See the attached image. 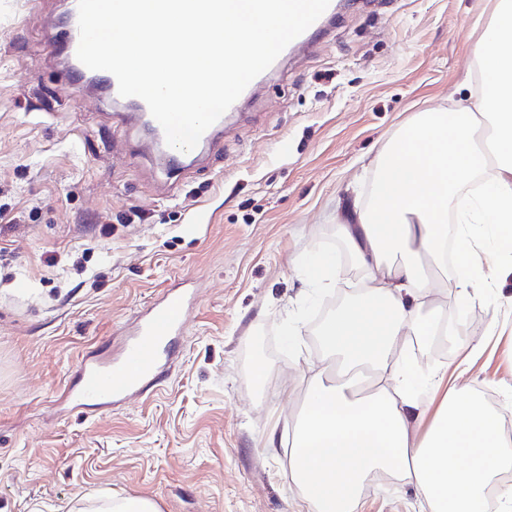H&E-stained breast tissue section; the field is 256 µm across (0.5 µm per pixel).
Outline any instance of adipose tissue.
Returning <instances> with one entry per match:
<instances>
[{
  "label": "adipose tissue",
  "instance_id": "ef3b65f1",
  "mask_svg": "<svg viewBox=\"0 0 512 512\" xmlns=\"http://www.w3.org/2000/svg\"><path fill=\"white\" fill-rule=\"evenodd\" d=\"M474 57L484 86L477 110L426 112L406 126L378 158L372 205L341 227L368 284L322 332L328 365L344 382L313 386L290 424L289 472L310 512H355L375 472L412 486L424 512H512L511 485L487 493L512 464L497 416L446 386L447 365L425 368L408 353L411 340L427 345L466 322L433 296L449 238L460 245L461 302L512 276L501 263L512 255V0H501ZM488 170L491 185L449 225L461 187ZM427 389L442 392L439 405L424 399Z\"/></svg>",
  "mask_w": 512,
  "mask_h": 512
}]
</instances>
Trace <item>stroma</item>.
<instances>
[{
    "instance_id": "obj_1",
    "label": "stroma",
    "mask_w": 512,
    "mask_h": 512,
    "mask_svg": "<svg viewBox=\"0 0 512 512\" xmlns=\"http://www.w3.org/2000/svg\"><path fill=\"white\" fill-rule=\"evenodd\" d=\"M496 5L356 0L251 92L208 165L169 179L110 107L64 88L47 43L65 0H0V512L112 496L160 512H306L288 423L323 363L317 314L364 275L339 225L370 204L391 138L480 98L473 50ZM323 252L344 278L320 290L304 267ZM184 278L198 290L169 374L107 410L61 405L78 364L120 347ZM464 308L467 326L415 358L458 366L457 387L512 420V278ZM468 341L481 349L465 354ZM356 512L421 506L398 481L361 488Z\"/></svg>"
}]
</instances>
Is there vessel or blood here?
<instances>
[{"mask_svg": "<svg viewBox=\"0 0 512 512\" xmlns=\"http://www.w3.org/2000/svg\"><path fill=\"white\" fill-rule=\"evenodd\" d=\"M335 13V6H328L308 31L286 47V54L309 48L313 34L323 29ZM79 38L78 14L73 11L54 37L59 54L67 59L68 85L95 79L102 103L112 106L113 124L147 126L151 132V144L167 170L186 172L206 159L224 132V120H217L210 126L193 150L184 152L170 147L163 128L153 118L144 100L120 96L113 74L89 69L78 60ZM194 302L193 289L175 287L164 290L135 325L127 329L126 341L119 353L107 349L81 361L74 382L66 387L62 396L65 404L75 410L94 401L104 408L143 392L148 384L160 379L175 354L174 344L185 331L187 314Z\"/></svg>", "mask_w": 512, "mask_h": 512, "instance_id": "obj_1", "label": "vessel or blood"}]
</instances>
